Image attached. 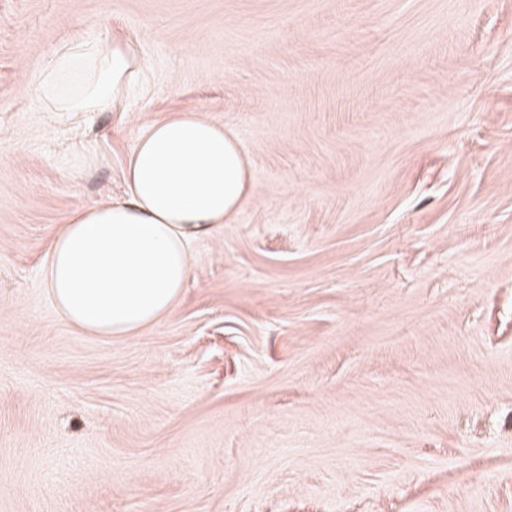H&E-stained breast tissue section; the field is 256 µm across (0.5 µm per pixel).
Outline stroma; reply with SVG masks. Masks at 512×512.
Listing matches in <instances>:
<instances>
[{
	"label": "stroma",
	"mask_w": 512,
	"mask_h": 512,
	"mask_svg": "<svg viewBox=\"0 0 512 512\" xmlns=\"http://www.w3.org/2000/svg\"><path fill=\"white\" fill-rule=\"evenodd\" d=\"M116 33L126 111H49ZM181 112L250 196L88 335L50 242ZM0 512H512V0H0Z\"/></svg>",
	"instance_id": "obj_1"
}]
</instances>
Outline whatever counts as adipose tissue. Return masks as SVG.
Instances as JSON below:
<instances>
[{
    "mask_svg": "<svg viewBox=\"0 0 512 512\" xmlns=\"http://www.w3.org/2000/svg\"><path fill=\"white\" fill-rule=\"evenodd\" d=\"M144 67L119 38L63 45L43 77L56 112L122 106ZM252 175L238 138L195 113L138 133L126 197L76 212L48 250L45 281L71 324L123 337L164 315L192 273L190 243L238 214Z\"/></svg>",
    "mask_w": 512,
    "mask_h": 512,
    "instance_id": "ef3b65f1",
    "label": "adipose tissue"
}]
</instances>
